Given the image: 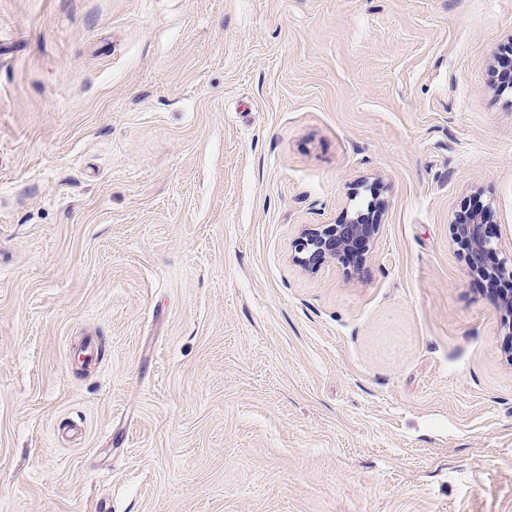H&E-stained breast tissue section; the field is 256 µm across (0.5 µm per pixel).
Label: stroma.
<instances>
[{
    "label": "stroma",
    "instance_id": "1",
    "mask_svg": "<svg viewBox=\"0 0 512 512\" xmlns=\"http://www.w3.org/2000/svg\"><path fill=\"white\" fill-rule=\"evenodd\" d=\"M510 46L512 0H0V512H512L450 234L512 240ZM381 226V212L377 215L372 208L349 218L346 215L336 224L305 226L293 242V260L305 270H314L326 259L358 263L362 250L378 238Z\"/></svg>",
    "mask_w": 512,
    "mask_h": 512
}]
</instances>
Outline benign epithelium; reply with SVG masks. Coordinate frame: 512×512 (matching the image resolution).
Instances as JSON below:
<instances>
[{
    "label": "benign epithelium",
    "mask_w": 512,
    "mask_h": 512,
    "mask_svg": "<svg viewBox=\"0 0 512 512\" xmlns=\"http://www.w3.org/2000/svg\"><path fill=\"white\" fill-rule=\"evenodd\" d=\"M380 229L381 215L371 208L336 224L308 225L293 242V260L305 270H313L327 259L357 263L362 260V250L376 241ZM450 232L469 275L493 285L497 302L512 315V260L499 258L502 237L492 223L491 209L460 214L450 224Z\"/></svg>",
    "instance_id": "obj_1"
}]
</instances>
